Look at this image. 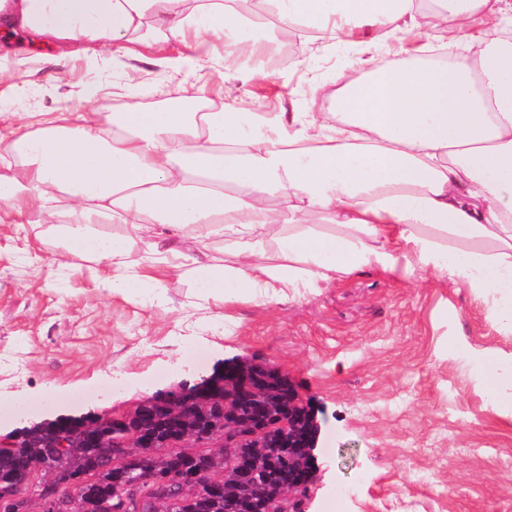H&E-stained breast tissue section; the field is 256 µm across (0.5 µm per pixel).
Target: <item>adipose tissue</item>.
<instances>
[{"mask_svg":"<svg viewBox=\"0 0 512 512\" xmlns=\"http://www.w3.org/2000/svg\"><path fill=\"white\" fill-rule=\"evenodd\" d=\"M278 2L277 24L318 38L457 36L440 41L438 61L369 64L327 112L240 99L74 124L95 84L38 120L1 112L23 132L0 201L51 217L57 270L107 262L104 289L130 301L161 293L169 277L220 308L266 306L365 269L418 271L492 300L512 330V0ZM490 15L503 28L472 35ZM0 29L49 41L62 59L137 58L216 32L263 46L234 0H0ZM480 371L498 414L512 418V354L485 357Z\"/></svg>","mask_w":512,"mask_h":512,"instance_id":"adipose-tissue-1","label":"adipose tissue"}]
</instances>
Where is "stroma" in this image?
<instances>
[{"label":"stroma","mask_w":512,"mask_h":512,"mask_svg":"<svg viewBox=\"0 0 512 512\" xmlns=\"http://www.w3.org/2000/svg\"><path fill=\"white\" fill-rule=\"evenodd\" d=\"M296 47L286 67L241 64L224 76L223 40L201 68L173 70L129 57L58 62L53 46L0 34L11 79L0 109L52 112L87 84L104 88L85 112H151L171 92L246 97L272 112H325L359 79L363 59L430 43L423 33L355 47L279 29ZM39 212L0 221V435L59 417L121 416L156 394L194 385L225 365L264 362L316 414L317 477L304 512H512V420L475 380L474 357L512 353V331L466 290L430 274L358 272L267 307L196 308L190 287L165 283L163 302L103 290L102 265L58 273Z\"/></svg>","instance_id":"1"}]
</instances>
